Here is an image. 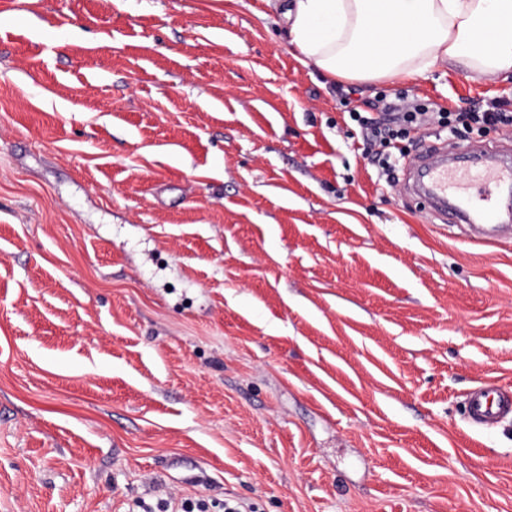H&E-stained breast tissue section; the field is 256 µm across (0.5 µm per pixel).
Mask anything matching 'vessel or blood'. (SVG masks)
Wrapping results in <instances>:
<instances>
[{
    "mask_svg": "<svg viewBox=\"0 0 512 512\" xmlns=\"http://www.w3.org/2000/svg\"><path fill=\"white\" fill-rule=\"evenodd\" d=\"M416 166L424 178L420 192L434 211L453 214L456 223L468 225L475 242L497 244V197L512 189V160L493 151L476 153L460 170L449 166L447 148L433 146ZM511 415L512 392L500 386L478 387L468 397L467 416L474 424L492 426Z\"/></svg>",
    "mask_w": 512,
    "mask_h": 512,
    "instance_id": "obj_1",
    "label": "vessel or blood"
}]
</instances>
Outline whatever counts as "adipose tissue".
<instances>
[{
	"label": "adipose tissue",
	"mask_w": 512,
	"mask_h": 512,
	"mask_svg": "<svg viewBox=\"0 0 512 512\" xmlns=\"http://www.w3.org/2000/svg\"><path fill=\"white\" fill-rule=\"evenodd\" d=\"M300 62L333 79L416 80L450 66L512 78V0H267Z\"/></svg>",
	"instance_id": "1"
}]
</instances>
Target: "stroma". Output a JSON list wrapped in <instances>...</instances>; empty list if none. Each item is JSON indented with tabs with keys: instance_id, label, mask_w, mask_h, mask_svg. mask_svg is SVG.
Listing matches in <instances>:
<instances>
[{
	"instance_id": "stroma-1",
	"label": "stroma",
	"mask_w": 512,
	"mask_h": 512,
	"mask_svg": "<svg viewBox=\"0 0 512 512\" xmlns=\"http://www.w3.org/2000/svg\"><path fill=\"white\" fill-rule=\"evenodd\" d=\"M512 111L440 68L335 83L266 0H0V512L150 487L258 512H512V243L367 158L380 94ZM512 414V393L497 385L478 387L467 402L468 419L480 426H493Z\"/></svg>"
}]
</instances>
